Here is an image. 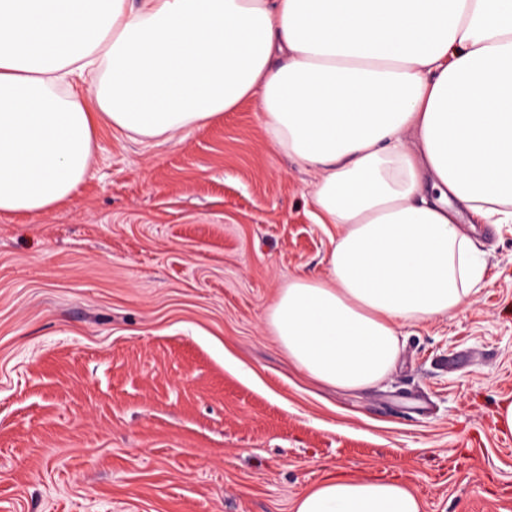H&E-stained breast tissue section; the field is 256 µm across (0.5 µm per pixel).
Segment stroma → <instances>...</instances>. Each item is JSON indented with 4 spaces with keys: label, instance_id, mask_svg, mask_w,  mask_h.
I'll return each instance as SVG.
<instances>
[{
    "label": "stroma",
    "instance_id": "obj_1",
    "mask_svg": "<svg viewBox=\"0 0 512 512\" xmlns=\"http://www.w3.org/2000/svg\"><path fill=\"white\" fill-rule=\"evenodd\" d=\"M314 180L246 101L169 141L99 122L70 199L0 215V512H292L332 475L512 512V224L464 214L485 260L466 308L338 390L266 323L327 271Z\"/></svg>",
    "mask_w": 512,
    "mask_h": 512
}]
</instances>
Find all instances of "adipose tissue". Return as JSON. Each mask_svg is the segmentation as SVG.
Wrapping results in <instances>:
<instances>
[{
    "label": "adipose tissue",
    "mask_w": 512,
    "mask_h": 512,
    "mask_svg": "<svg viewBox=\"0 0 512 512\" xmlns=\"http://www.w3.org/2000/svg\"><path fill=\"white\" fill-rule=\"evenodd\" d=\"M254 100L339 230L267 324L313 378L387 376L399 329L455 316L483 268L462 211L512 224V0H0V213L86 180L95 127L169 140ZM293 512H423L407 485L329 479Z\"/></svg>",
    "instance_id": "adipose-tissue-1"
}]
</instances>
